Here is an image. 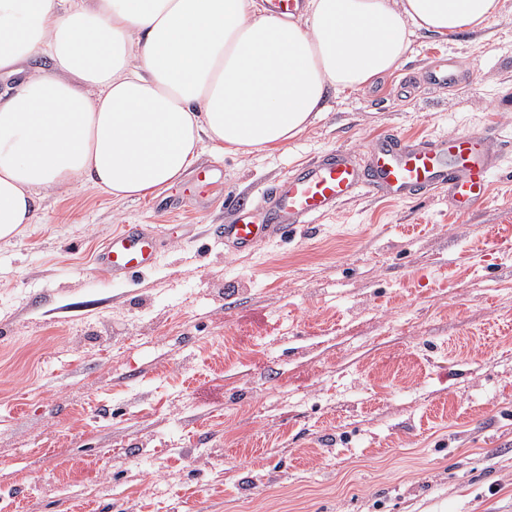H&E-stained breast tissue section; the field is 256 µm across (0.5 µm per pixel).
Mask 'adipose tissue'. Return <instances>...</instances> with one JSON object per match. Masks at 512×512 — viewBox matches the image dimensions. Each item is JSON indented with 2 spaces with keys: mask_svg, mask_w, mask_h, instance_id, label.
I'll use <instances>...</instances> for the list:
<instances>
[{
  "mask_svg": "<svg viewBox=\"0 0 512 512\" xmlns=\"http://www.w3.org/2000/svg\"><path fill=\"white\" fill-rule=\"evenodd\" d=\"M501 0H0V240L48 188L155 196L204 149L280 148L329 89L391 73L411 36L493 24ZM48 58V72L29 64Z\"/></svg>",
  "mask_w": 512,
  "mask_h": 512,
  "instance_id": "obj_1",
  "label": "adipose tissue"
}]
</instances>
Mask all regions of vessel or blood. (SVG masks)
Here are the masks:
<instances>
[{"instance_id": "1", "label": "vessel or blood", "mask_w": 512, "mask_h": 512, "mask_svg": "<svg viewBox=\"0 0 512 512\" xmlns=\"http://www.w3.org/2000/svg\"><path fill=\"white\" fill-rule=\"evenodd\" d=\"M424 75L427 84L438 88L452 87L460 78L448 56L430 61ZM487 143V138L474 135L414 142L387 133L366 159L339 150L285 175L257 202L236 200L235 222L217 226L215 234L238 250H248L271 234L285 235L313 223L364 191L399 197L444 192L450 206L469 210L488 196L496 159ZM159 247L156 232L132 224L104 246L101 261L113 274L131 275L150 265Z\"/></svg>"}]
</instances>
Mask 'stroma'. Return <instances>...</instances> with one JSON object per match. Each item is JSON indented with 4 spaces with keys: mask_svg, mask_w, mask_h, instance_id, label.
<instances>
[{
    "mask_svg": "<svg viewBox=\"0 0 512 512\" xmlns=\"http://www.w3.org/2000/svg\"><path fill=\"white\" fill-rule=\"evenodd\" d=\"M463 80L435 89L439 54ZM512 139V0L415 33L395 70L331 92L288 146L204 152L177 211L86 185L0 241V492L9 512H512V151L475 212L370 193L235 253L211 228L336 149L394 131ZM125 224L143 272L96 263ZM158 234L139 224L113 236L101 251L102 265L116 275H132L150 265L159 250Z\"/></svg>",
    "mask_w": 512,
    "mask_h": 512,
    "instance_id": "stroma-1",
    "label": "stroma"
}]
</instances>
